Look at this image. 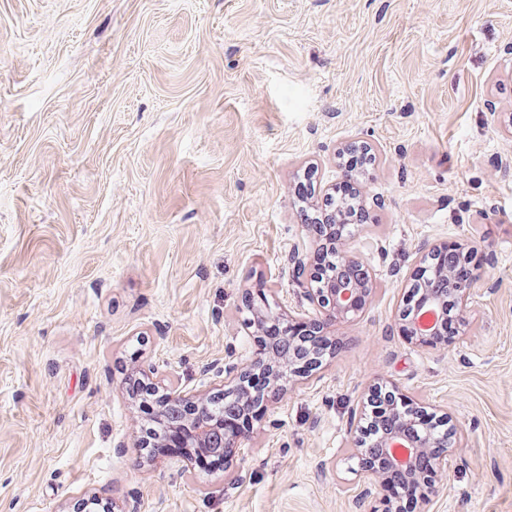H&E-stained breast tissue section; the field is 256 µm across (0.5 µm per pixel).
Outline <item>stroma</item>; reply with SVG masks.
Here are the masks:
<instances>
[{
	"instance_id": "stroma-1",
	"label": "stroma",
	"mask_w": 512,
	"mask_h": 512,
	"mask_svg": "<svg viewBox=\"0 0 512 512\" xmlns=\"http://www.w3.org/2000/svg\"><path fill=\"white\" fill-rule=\"evenodd\" d=\"M512 0H0V512H373L346 421L393 382L447 411L416 512H512ZM371 148L345 253L374 290L223 470L141 458L129 370L212 397L317 241L295 193ZM479 251L447 348L394 315L430 244Z\"/></svg>"
}]
</instances>
